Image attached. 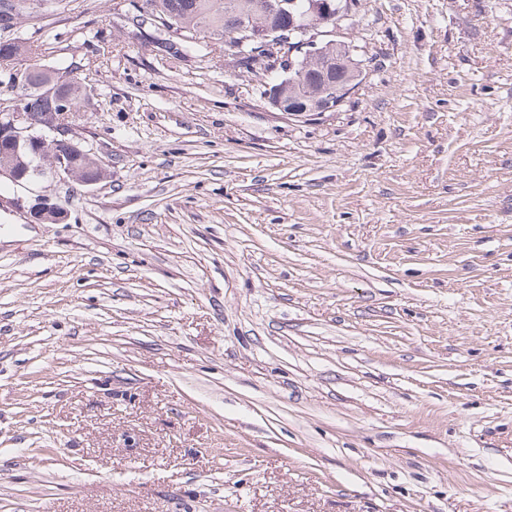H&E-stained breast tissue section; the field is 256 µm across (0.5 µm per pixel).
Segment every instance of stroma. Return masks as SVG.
I'll return each instance as SVG.
<instances>
[{"instance_id":"obj_1","label":"stroma","mask_w":512,"mask_h":512,"mask_svg":"<svg viewBox=\"0 0 512 512\" xmlns=\"http://www.w3.org/2000/svg\"><path fill=\"white\" fill-rule=\"evenodd\" d=\"M14 32L110 176L0 188V512H512V0H361L303 118L129 0Z\"/></svg>"}]
</instances>
